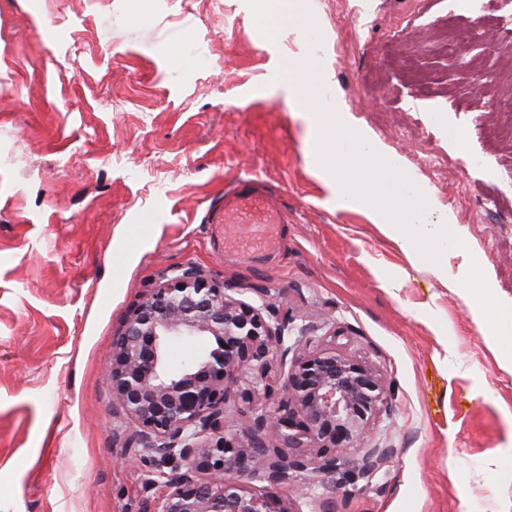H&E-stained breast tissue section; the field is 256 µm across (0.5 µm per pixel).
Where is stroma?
Instances as JSON below:
<instances>
[{
  "instance_id": "1",
  "label": "stroma",
  "mask_w": 512,
  "mask_h": 512,
  "mask_svg": "<svg viewBox=\"0 0 512 512\" xmlns=\"http://www.w3.org/2000/svg\"><path fill=\"white\" fill-rule=\"evenodd\" d=\"M352 2L293 0L320 41L311 76L452 216L461 244L438 273L321 174L277 77L309 39L270 34L265 0H0V512H141L162 494L153 464L123 456L132 427L105 368L126 312L186 263L297 323L336 324L390 383L371 440L397 454L337 512H512V351L487 318L512 305V199L487 207L512 167V140L493 135L512 125L497 107L512 55L448 0L361 16ZM234 172L283 188L281 253H225Z\"/></svg>"
}]
</instances>
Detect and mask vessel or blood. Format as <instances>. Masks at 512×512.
<instances>
[{
	"mask_svg": "<svg viewBox=\"0 0 512 512\" xmlns=\"http://www.w3.org/2000/svg\"><path fill=\"white\" fill-rule=\"evenodd\" d=\"M224 239L235 237L234 225H251L252 240L267 253L279 251L285 240L288 212L272 197L270 183L257 175L237 178L224 188Z\"/></svg>",
	"mask_w": 512,
	"mask_h": 512,
	"instance_id": "obj_1",
	"label": "vessel or blood"
}]
</instances>
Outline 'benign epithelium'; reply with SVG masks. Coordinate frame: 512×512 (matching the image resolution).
Wrapping results in <instances>:
<instances>
[{"label":"benign epithelium","mask_w":512,"mask_h":512,"mask_svg":"<svg viewBox=\"0 0 512 512\" xmlns=\"http://www.w3.org/2000/svg\"><path fill=\"white\" fill-rule=\"evenodd\" d=\"M239 295L176 266L113 336L107 383L133 425L125 455L178 469L144 512H303L278 491L340 475L346 499L397 452L368 448L354 465L346 455L393 411V390L370 362ZM198 340L209 348L171 368V346ZM280 378L284 398L270 409L261 397ZM233 412L248 416L247 430L228 429Z\"/></svg>","instance_id":"obj_1"}]
</instances>
